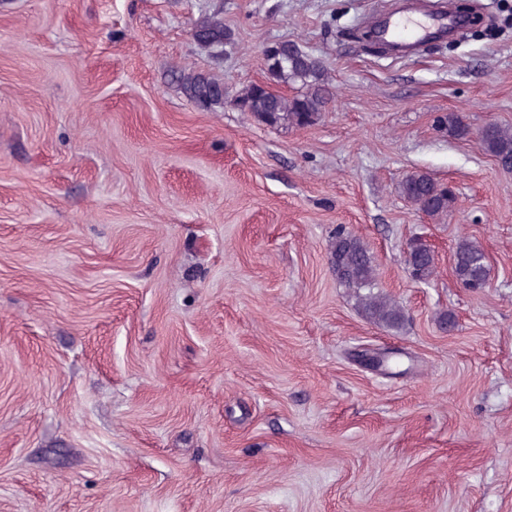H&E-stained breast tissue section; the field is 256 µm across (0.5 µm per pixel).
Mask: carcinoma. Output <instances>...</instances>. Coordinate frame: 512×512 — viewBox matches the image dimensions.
<instances>
[{"label": "carcinoma", "instance_id": "1", "mask_svg": "<svg viewBox=\"0 0 512 512\" xmlns=\"http://www.w3.org/2000/svg\"><path fill=\"white\" fill-rule=\"evenodd\" d=\"M194 41L210 53L220 51L229 33L224 28L220 12L205 13L192 29ZM269 83L244 87L234 102L245 106L262 125L279 128L305 127L317 123L333 99V91L323 61L303 51L294 43L283 42L280 48L265 55ZM175 82L183 94L198 105L212 109L224 107V84L201 72L182 70ZM301 85V91L288 97L273 86ZM442 126L453 136L464 138L469 127L455 115L441 119ZM484 151L506 166H512V127L491 124L480 138ZM401 194L430 216L442 215L455 207L456 198L426 173L414 172L400 183ZM330 258L337 279L349 288H368L360 297L369 320L386 328H397L403 320L402 308L391 298L371 292L375 287L376 268L373 255L360 238L343 228L336 229ZM407 265L411 276L421 282L430 280L436 272L435 254L423 245L410 249ZM453 267L457 279L465 285L484 284L488 279L486 255L477 244L461 239L453 252Z\"/></svg>", "mask_w": 512, "mask_h": 512}]
</instances>
